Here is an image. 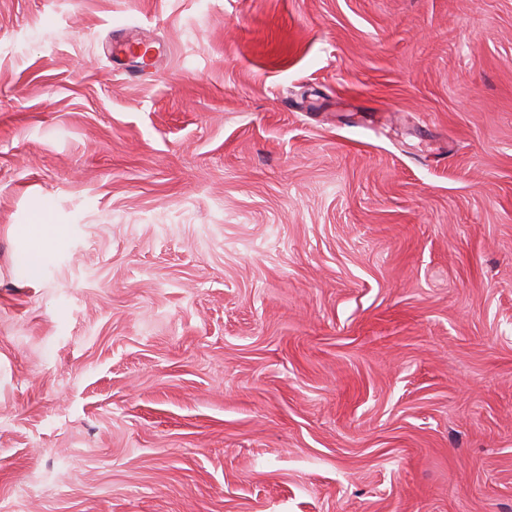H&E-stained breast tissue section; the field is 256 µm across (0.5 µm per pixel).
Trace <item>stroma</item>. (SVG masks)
I'll use <instances>...</instances> for the list:
<instances>
[{"instance_id":"stroma-1","label":"stroma","mask_w":512,"mask_h":512,"mask_svg":"<svg viewBox=\"0 0 512 512\" xmlns=\"http://www.w3.org/2000/svg\"><path fill=\"white\" fill-rule=\"evenodd\" d=\"M0 512H512V0H0ZM42 238L33 239L32 247L21 252L19 258L32 278L38 276L40 267L45 257V251L41 245Z\"/></svg>"}]
</instances>
